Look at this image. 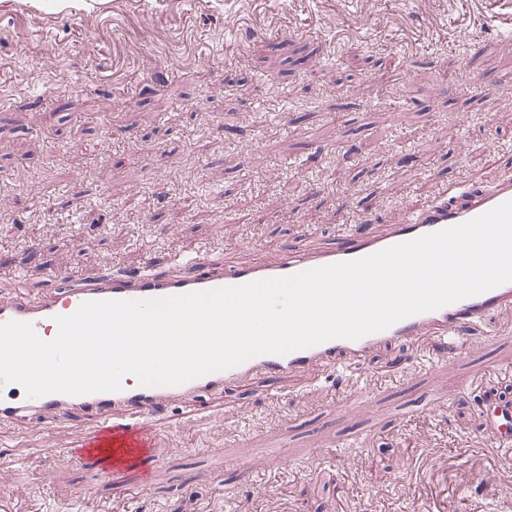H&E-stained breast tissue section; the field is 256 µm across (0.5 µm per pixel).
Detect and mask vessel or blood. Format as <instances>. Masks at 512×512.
Listing matches in <instances>:
<instances>
[{
	"label": "vessel or blood",
	"mask_w": 512,
	"mask_h": 512,
	"mask_svg": "<svg viewBox=\"0 0 512 512\" xmlns=\"http://www.w3.org/2000/svg\"><path fill=\"white\" fill-rule=\"evenodd\" d=\"M508 200H512V177L502 179L489 190L460 189L456 197L411 212L402 223L389 225L384 233H377L368 224L349 226L328 248L305 252L288 249L275 262L219 266L196 255L183 260V271L178 275L146 265L106 271L76 286L57 276L46 291L34 298L0 295V323L10 320L31 323L42 339L50 340L58 331L55 316L72 314L86 301L159 298L289 276L369 256L466 222ZM507 308H512V282L438 310L408 317L357 340L332 339L283 356L259 355L177 386L148 387L128 376L117 392L81 396L48 394L30 399L19 384L0 383V419H15L35 412L57 429L78 418L91 420L93 431L76 446L65 449L63 457L69 463L95 469L111 487L114 498H121L128 495L131 486L148 485L151 472L159 463L151 421L177 404L245 382L257 373L277 381L318 363L336 368V359L341 355L360 362L381 346L402 344L422 334L431 336L443 352L451 353L461 346L471 327Z\"/></svg>",
	"instance_id": "1"
}]
</instances>
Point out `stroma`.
<instances>
[{"instance_id":"obj_1","label":"stroma","mask_w":512,"mask_h":512,"mask_svg":"<svg viewBox=\"0 0 512 512\" xmlns=\"http://www.w3.org/2000/svg\"><path fill=\"white\" fill-rule=\"evenodd\" d=\"M29 4L0 6V292L323 249L512 175V0ZM489 329L446 356L383 348L341 382L258 378L204 419L173 408L114 512H512V448L486 438L512 310ZM91 429L0 422V499L92 512L104 482L60 459Z\"/></svg>"}]
</instances>
